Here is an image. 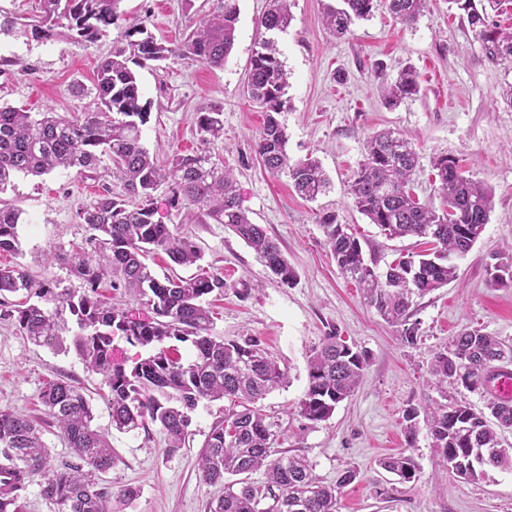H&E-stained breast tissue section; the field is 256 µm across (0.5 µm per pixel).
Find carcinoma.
Returning a JSON list of instances; mask_svg holds the SVG:
<instances>
[{
    "mask_svg": "<svg viewBox=\"0 0 512 512\" xmlns=\"http://www.w3.org/2000/svg\"><path fill=\"white\" fill-rule=\"evenodd\" d=\"M41 15L31 25L34 35L50 39L65 28L95 40L125 20V44L97 67L95 96L82 116L66 119L53 112L33 114L0 106V192L17 174L43 176L58 169L108 177L115 187L77 212L86 226V246L52 259L67 266L81 284L77 292L60 281L36 283L20 264L0 267V298L26 292L14 309L21 335L32 344L67 351L71 341L87 369L103 377L109 393L112 425L130 432L156 425L165 433L168 451L184 447L190 413L202 400H230L224 417L213 423L202 445V480L222 486L209 512H337L338 490L357 478L349 468L337 485L322 483L308 460L275 448L277 434L257 406L283 384L286 372L257 342L224 341L210 336L213 316L204 299L224 288V280L208 274L158 277L149 264L162 252L178 267L194 266L201 250L188 236L156 218L152 192L169 182L174 194L205 211L217 224L235 232L259 261L284 284L295 273L277 239L242 209L232 170L204 150L173 152L161 166L141 142V126L149 112L142 103L137 77L129 63L145 66L176 54L212 68L224 67L232 50L238 0H220L216 13L190 26L183 38L166 46L147 32L139 19H126L121 0H39ZM260 18L259 38L250 60L246 92L265 112L256 153L273 174L288 172L294 190L314 200L330 189V181L314 161H290L285 129L275 114L288 87V73L268 33L285 31L291 20L290 0H270ZM425 0H386L400 24H414ZM464 11L467 23L492 64L512 62V29L501 28L488 10L499 0H450ZM378 0H336L324 9L327 28L343 35L357 21L368 19ZM382 79L386 105L397 106L418 93L414 71L403 70L396 80ZM201 132L213 139L224 135L223 110L216 105L197 112ZM418 155L411 143L390 129L369 136L365 159L349 186L359 213L389 238L414 237L431 245L418 260L400 259L380 272L364 256L362 246L336 213L319 216V224L342 276L356 283L365 303L385 321L399 327L401 341L416 343L418 323L410 311L416 299L456 277L455 256L467 254L481 237L492 211V191L466 174L458 162L433 160L435 182L446 201L437 211L413 193ZM21 212L0 204V251L17 253ZM492 286L512 283V255L501 253L488 269ZM134 292L138 310L108 304L99 296L104 282ZM123 339L146 355L129 359L119 354L115 340ZM167 339L192 344L185 360ZM367 355L353 349L333 331L325 336L308 369V389L300 415L325 421L336 406L352 396L361 381ZM512 364V344L477 328L464 329L431 363L430 374L448 398V384L484 395L488 413L463 402H435L425 410L424 423L432 447L448 469L467 482L486 476V468L512 469V446H503L501 433H512V403L490 397L489 383ZM41 402L59 437L72 450L75 463L55 467L41 426L32 418L0 410V472L9 480L0 487V512H25L23 493L37 483L41 495L57 512H108L109 493L97 488L95 477L112 469L115 456L106 437L93 429L94 410L81 388L63 381L45 384ZM418 410L403 415L408 445L418 430ZM383 467L403 482L416 477L413 456L405 452L386 458ZM262 471L257 488L250 475ZM239 480L228 483L226 476Z\"/></svg>",
    "mask_w": 512,
    "mask_h": 512,
    "instance_id": "cac0c4a2",
    "label": "carcinoma"
}]
</instances>
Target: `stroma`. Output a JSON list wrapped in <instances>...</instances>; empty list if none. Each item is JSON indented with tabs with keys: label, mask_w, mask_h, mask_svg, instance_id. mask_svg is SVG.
Here are the masks:
<instances>
[{
	"label": "stroma",
	"mask_w": 512,
	"mask_h": 512,
	"mask_svg": "<svg viewBox=\"0 0 512 512\" xmlns=\"http://www.w3.org/2000/svg\"><path fill=\"white\" fill-rule=\"evenodd\" d=\"M325 0H293V19L276 33L288 87L277 119L288 135L290 160L312 158L331 179L317 200L299 196L287 174L263 166L255 142L263 127L261 108L245 92L250 60L259 38L258 21L268 0H238L235 40L223 67L211 68L176 55L136 74L149 120L142 142L158 158L168 151L204 150L232 169L241 205L254 223L279 240L295 270L285 285L230 229L203 217L187 201L171 205L172 190L153 194L158 217L176 224L201 248L204 270L223 277V292L207 296L215 313L211 334L227 340L250 337L286 369L288 381L262 400L277 431L276 445L307 457L323 483L335 484L346 469L357 479L339 497V512H512V472L488 469L485 479L467 482L448 472L432 446L427 428L414 441L404 433L405 409H425L440 399L429 374L434 355L466 328L512 343V285L494 287L487 269L512 245V107L504 94L512 87V62L485 60L479 41L449 0H427L417 21L398 24L385 6L336 37L323 19ZM38 0H0V15L19 18L0 32V105L33 112L81 115L95 95L94 72L101 60L125 41L117 24L94 41L80 37L43 40L29 28ZM218 0H122L126 16L144 21L165 44L179 41L190 25L208 17ZM413 67L420 83L416 96L397 108L384 104L376 70L395 79ZM210 104L224 113V135L205 140L196 112ZM390 128L405 135L419 154L413 187L420 201L441 207L432 161L455 158L473 179L493 191V208L481 238L457 261L456 278L421 299L413 310L419 324L416 345H404L397 327L364 304L358 288L339 273L325 242L318 215L334 211L349 225L366 258L385 269L422 252L419 239H389L353 206L348 185L365 159V142ZM102 190L101 180L58 170L43 177L17 175L0 200L21 212L20 252L0 253V265H23L39 281L72 284L68 269L48 260L51 252L71 250L86 236L79 209ZM7 306H0V410L31 416L45 426L51 462L72 458L49 427L40 401L50 379L79 386L93 406L92 426L105 433L116 454L101 485L112 492L110 512H207L220 488L203 482L198 454L212 424L224 415V401H204L191 414V436L169 454L157 426L131 432L113 428L102 377L72 352L31 344L20 334ZM369 356L361 384L323 422L299 414L308 386V363L329 330ZM411 451L414 481L404 483L381 468L382 459ZM136 487L138 498L125 505L114 493Z\"/></svg>",
	"instance_id": "1"
}]
</instances>
